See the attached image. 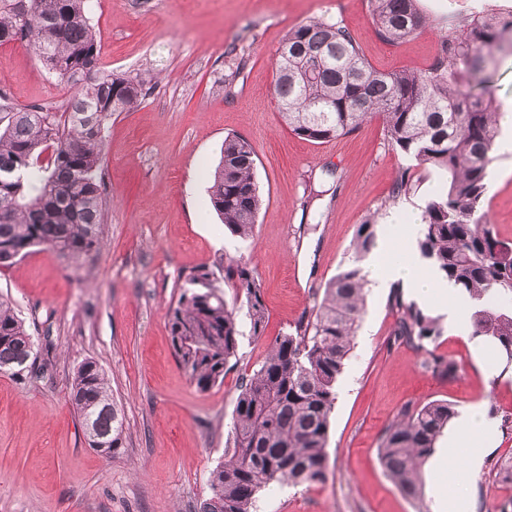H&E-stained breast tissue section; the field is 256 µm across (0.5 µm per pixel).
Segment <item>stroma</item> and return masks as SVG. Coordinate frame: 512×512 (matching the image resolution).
Listing matches in <instances>:
<instances>
[{
  "label": "stroma",
  "mask_w": 512,
  "mask_h": 512,
  "mask_svg": "<svg viewBox=\"0 0 512 512\" xmlns=\"http://www.w3.org/2000/svg\"><path fill=\"white\" fill-rule=\"evenodd\" d=\"M481 3L512 13V0H420L427 27L391 44L376 36L368 0H98L91 23L103 67L140 76L149 92L108 125L100 249L71 263L34 247L0 268V295L37 353L27 377L0 373V512H199L224 457L240 378L258 368L275 336L310 315L315 291L349 263L358 224L370 218L380 237L397 234L438 185L392 148L381 120L323 144L291 132L273 94L286 34L312 19L339 21L377 69L422 70L449 18ZM0 92L16 106L56 112L69 97L18 43L0 45ZM230 133L256 150L264 203L252 241L230 237L209 202ZM404 170L414 188L393 196ZM489 171L486 218L512 241V152H495ZM223 256L255 271L267 323L257 337L240 318L237 368L201 391L174 357L167 314L180 275ZM395 321L387 297L367 291L337 384L327 478L271 485L260 512H432L452 482L469 488L475 512H512V484L496 468L512 460V431L503 428L471 475L449 471L455 450L442 434L422 466L420 499L385 476L379 439L406 404L445 400L458 410L481 402L495 419L512 415V366L485 338L446 332L417 350L394 342ZM431 354L457 364L454 380L424 370ZM87 359L101 366L125 415L124 446L109 458L88 447L69 401L74 370Z\"/></svg>",
  "instance_id": "obj_1"
}]
</instances>
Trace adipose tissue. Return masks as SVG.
I'll use <instances>...</instances> for the list:
<instances>
[{
    "label": "adipose tissue",
    "mask_w": 512,
    "mask_h": 512,
    "mask_svg": "<svg viewBox=\"0 0 512 512\" xmlns=\"http://www.w3.org/2000/svg\"><path fill=\"white\" fill-rule=\"evenodd\" d=\"M421 217L412 214L404 235L392 236L363 261L367 272L368 285L376 293H384L394 283L410 288L414 296L422 302H439L446 314L451 330L467 334L470 331L469 311L472 299L448 282L432 268L423 264L416 251V241L421 233ZM495 421L487 417L482 406H468L461 410L455 435L468 447L460 464L473 471L481 463V455L496 434Z\"/></svg>",
    "instance_id": "1"
}]
</instances>
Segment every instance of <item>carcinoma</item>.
Segmentation results:
<instances>
[{
    "label": "carcinoma",
    "mask_w": 512,
    "mask_h": 512,
    "mask_svg": "<svg viewBox=\"0 0 512 512\" xmlns=\"http://www.w3.org/2000/svg\"><path fill=\"white\" fill-rule=\"evenodd\" d=\"M0 0V44L23 43L73 91L67 109H19L0 95V267L35 246L77 263L98 250L105 222L100 162L105 130L116 112L138 106L145 82L100 68L101 42L89 21L91 0ZM376 34L399 43L419 34L426 18L418 0H369ZM512 52V14H461L439 38L424 70L381 71L363 56L340 22L311 20L288 32L275 62L280 113L298 137L328 142L378 118L391 146L434 172L440 186L424 207L420 256L469 293L471 334L494 345L512 364V241L499 237L484 210L489 165L498 136L490 88L496 54ZM94 65L93 78L87 68ZM256 151L237 134L224 137L209 188L210 204L232 236H255L263 196L255 179ZM376 224L357 226L354 256L315 298L310 318L276 338L259 368L242 379L224 460L210 472L201 512H258L273 483L323 482L336 383L364 308L363 259L376 247ZM168 327L174 355L200 389L224 383L239 362L238 315L254 335L266 319L262 286L240 259L219 260L180 276ZM394 341L422 350L442 336L431 312L395 288ZM36 361L32 336L12 303L0 297V373L22 377ZM452 379L458 367L434 355L423 362ZM70 401L88 447L110 456L123 447L124 416L102 368L81 362ZM442 401L406 405L381 437L386 476L407 498L421 497L424 460L455 417Z\"/></svg>",
    "instance_id": "1"
}]
</instances>
